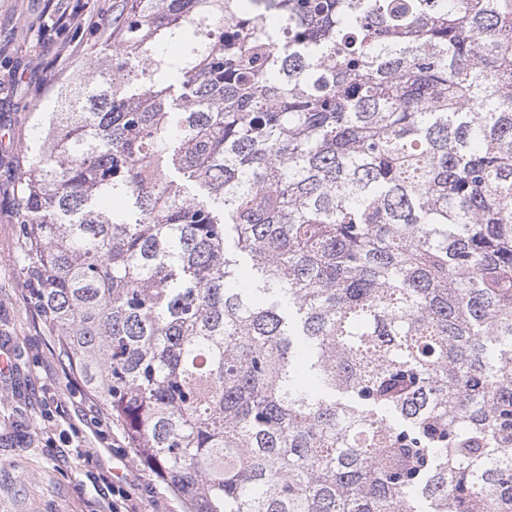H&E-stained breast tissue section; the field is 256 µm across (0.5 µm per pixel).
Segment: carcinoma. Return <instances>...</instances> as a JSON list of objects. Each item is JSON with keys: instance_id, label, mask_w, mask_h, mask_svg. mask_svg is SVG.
Segmentation results:
<instances>
[{"instance_id": "carcinoma-1", "label": "carcinoma", "mask_w": 512, "mask_h": 512, "mask_svg": "<svg viewBox=\"0 0 512 512\" xmlns=\"http://www.w3.org/2000/svg\"><path fill=\"white\" fill-rule=\"evenodd\" d=\"M13 175L29 298L187 512H512V0H121Z\"/></svg>"}]
</instances>
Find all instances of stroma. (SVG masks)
<instances>
[{
	"label": "stroma",
	"mask_w": 512,
	"mask_h": 512,
	"mask_svg": "<svg viewBox=\"0 0 512 512\" xmlns=\"http://www.w3.org/2000/svg\"><path fill=\"white\" fill-rule=\"evenodd\" d=\"M119 0H0V121L13 136L0 143V348L15 356L0 376V512H109L95 474L140 495L152 472L118 456L122 433L92 423L97 403L78 391L51 336L29 302L17 242L16 186L30 131L28 116L44 110L57 85L104 47L102 22ZM72 22L60 29L56 21ZM87 450L78 460L74 445Z\"/></svg>",
	"instance_id": "1"
}]
</instances>
